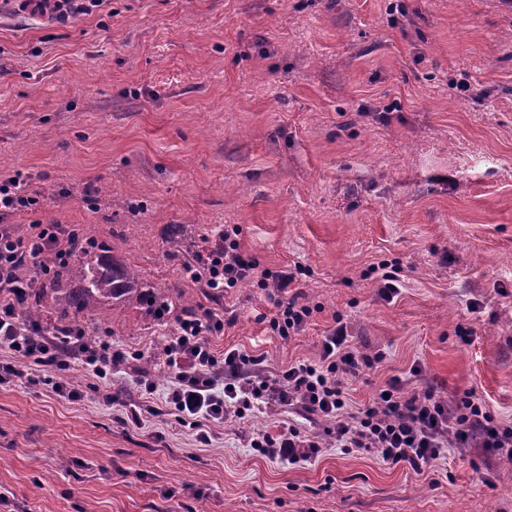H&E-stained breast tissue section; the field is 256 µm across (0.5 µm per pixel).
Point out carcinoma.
<instances>
[{"mask_svg":"<svg viewBox=\"0 0 512 512\" xmlns=\"http://www.w3.org/2000/svg\"><path fill=\"white\" fill-rule=\"evenodd\" d=\"M16 275L28 286L21 318L31 325H42L48 317L43 303L48 300L54 312L51 327L56 331L74 326L78 317L92 314L104 304H146L156 315L173 310L182 315L194 313L192 302H172L162 289L148 283L139 270L115 258L112 250L95 252L83 232L67 262L48 281L34 283L31 262L21 264Z\"/></svg>","mask_w":512,"mask_h":512,"instance_id":"1","label":"carcinoma"}]
</instances>
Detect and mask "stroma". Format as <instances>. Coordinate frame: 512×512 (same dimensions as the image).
<instances>
[{"label": "stroma", "instance_id": "obj_1", "mask_svg": "<svg viewBox=\"0 0 512 512\" xmlns=\"http://www.w3.org/2000/svg\"><path fill=\"white\" fill-rule=\"evenodd\" d=\"M17 172L42 203L9 216L18 232L48 213L79 225L223 315L217 352L263 354L273 375L317 361L340 316L356 350L386 355L347 382L353 406L397 379L475 389L512 419L504 0H108L68 22L0 0V176ZM227 227L243 255L298 271L300 335L272 332L266 291L216 295L184 275ZM385 259L403 271L390 301L368 274ZM80 324L144 360L173 319L131 303ZM137 380L130 364L106 385L75 365L0 386V512H512V460L495 449L419 473L333 448L297 467L251 438L322 423L280 406L228 418L203 447ZM73 382L81 398L56 392Z\"/></svg>", "mask_w": 512, "mask_h": 512}]
</instances>
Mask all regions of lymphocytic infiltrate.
<instances>
[{"label":"lymphocytic infiltrate","instance_id":"lymphocytic-infiltrate-1","mask_svg":"<svg viewBox=\"0 0 512 512\" xmlns=\"http://www.w3.org/2000/svg\"><path fill=\"white\" fill-rule=\"evenodd\" d=\"M39 203L27 193L20 175L0 180V345L16 356L15 361L0 363V385L23 378L31 367L66 370L75 364L98 381L109 382L124 364V352L109 342L86 339L80 329L66 346H59L53 336L28 330L18 316L15 266L46 257L50 263L42 271L50 273L80 233L74 225L36 223L21 235L8 224L15 211H32ZM199 276L217 291L248 282L282 292L296 279L295 273L263 268L244 257L229 229L201 265ZM223 329V316L198 313L177 320L164 348L165 403L177 421L198 424L196 440L201 445H210L211 426L223 424L226 417L241 419L288 405L322 421L321 434L306 436L291 424L256 434L251 447L267 459L290 465L309 463L326 442L345 453L372 449L383 463H406L418 472L446 458L452 448H493L512 457V422L496 419L472 389L445 397L432 387L407 391L394 383L362 408L352 409L347 380L381 362L384 355L354 350L343 319H336L324 336L318 361H299L275 375L267 374L264 355L237 349L217 355L210 338Z\"/></svg>","mask_w":512,"mask_h":512}]
</instances>
